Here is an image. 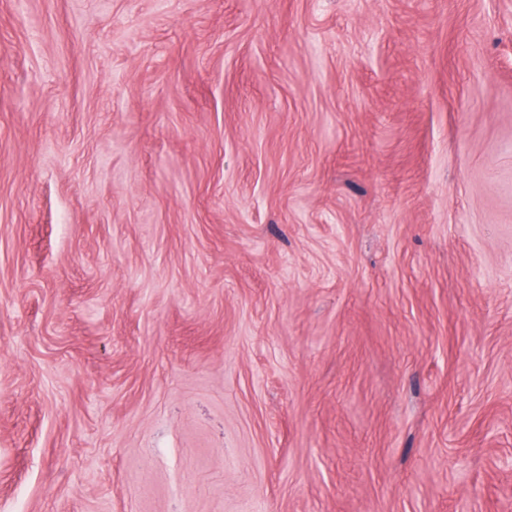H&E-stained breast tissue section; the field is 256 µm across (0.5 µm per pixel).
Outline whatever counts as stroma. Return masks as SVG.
<instances>
[{
  "instance_id": "stroma-1",
  "label": "stroma",
  "mask_w": 512,
  "mask_h": 512,
  "mask_svg": "<svg viewBox=\"0 0 512 512\" xmlns=\"http://www.w3.org/2000/svg\"><path fill=\"white\" fill-rule=\"evenodd\" d=\"M0 512H512V0H0Z\"/></svg>"
}]
</instances>
